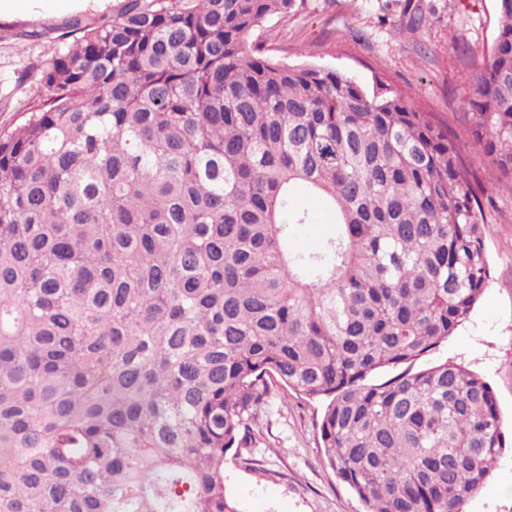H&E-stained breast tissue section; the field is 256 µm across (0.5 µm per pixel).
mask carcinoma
I'll return each instance as SVG.
<instances>
[{"label":"carcinoma","instance_id":"1","mask_svg":"<svg viewBox=\"0 0 512 512\" xmlns=\"http://www.w3.org/2000/svg\"><path fill=\"white\" fill-rule=\"evenodd\" d=\"M497 4L466 124L512 185ZM303 7L125 0L35 66L0 131V512H238L224 458L275 385L325 403L367 512H465L509 448L486 381L412 370L489 283L479 178L409 96L249 42ZM299 188L335 215L315 252Z\"/></svg>","mask_w":512,"mask_h":512}]
</instances>
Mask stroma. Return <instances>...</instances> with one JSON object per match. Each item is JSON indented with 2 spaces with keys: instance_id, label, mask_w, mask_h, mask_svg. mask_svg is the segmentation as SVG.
I'll list each match as a JSON object with an SVG mask.
<instances>
[{
  "instance_id": "35a3bbf8",
  "label": "stroma",
  "mask_w": 512,
  "mask_h": 512,
  "mask_svg": "<svg viewBox=\"0 0 512 512\" xmlns=\"http://www.w3.org/2000/svg\"><path fill=\"white\" fill-rule=\"evenodd\" d=\"M123 0H89L78 11L33 15L25 0H0V130L19 126L42 91L34 65L74 38L72 23L92 27L111 19ZM498 23L496 0H306L294 17L271 19L260 41L269 56L316 63L365 86L383 80L411 96L451 129L492 201L484 207L483 246L491 279L469 320L421 356V370L445 361L478 374L492 388L504 425H512V188L500 183L462 123L474 88L469 77L485 62ZM309 226L285 228L290 249H317L333 229L319 199L299 194ZM322 405L292 391H275L250 463L224 458V487L241 512H365L364 504L322 462L317 423ZM512 452L491 471L465 512H512Z\"/></svg>"
}]
</instances>
